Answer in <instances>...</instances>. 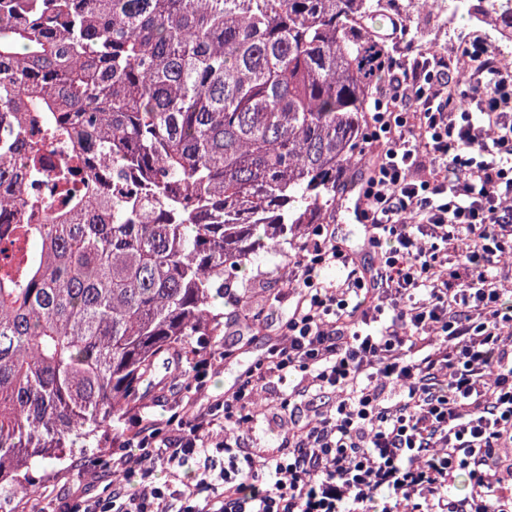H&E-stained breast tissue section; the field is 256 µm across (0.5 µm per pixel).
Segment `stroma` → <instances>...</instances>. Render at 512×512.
Masks as SVG:
<instances>
[{"label": "stroma", "mask_w": 512, "mask_h": 512, "mask_svg": "<svg viewBox=\"0 0 512 512\" xmlns=\"http://www.w3.org/2000/svg\"><path fill=\"white\" fill-rule=\"evenodd\" d=\"M456 25L459 42L453 43L442 31L436 18L421 16L419 26L438 52L447 54L450 62H457L463 46L473 39H487L485 28L474 25L468 17H461ZM282 258L275 253H261L246 270L233 281L238 305H225V312H237L236 325L225 329L223 335L207 337L205 344L194 345L179 359L158 363L159 386L152 390L134 408L114 418L112 426L119 436H126L144 422L159 427L163 434H171L170 416L185 403L204 408L223 399L225 391L233 389L241 371L263 353L264 348L277 339L279 327L288 314V287L283 282ZM235 348L236 357L224 359L226 348ZM208 359L210 367L196 371L195 364ZM284 385L271 384L263 395L267 419L255 432L248 435L251 448H273L281 441L279 418L283 413L280 395ZM111 446L83 448L61 463L51 466L35 465L34 485L27 497L0 492V512H44L45 508L76 498L94 499L107 496L112 485Z\"/></svg>", "instance_id": "1"}]
</instances>
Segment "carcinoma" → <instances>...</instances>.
Instances as JSON below:
<instances>
[{"label": "carcinoma", "mask_w": 512, "mask_h": 512, "mask_svg": "<svg viewBox=\"0 0 512 512\" xmlns=\"http://www.w3.org/2000/svg\"><path fill=\"white\" fill-rule=\"evenodd\" d=\"M512 45V0H451ZM412 0H0V488L105 439L336 205ZM51 185L45 197L31 187Z\"/></svg>", "instance_id": "obj_1"}]
</instances>
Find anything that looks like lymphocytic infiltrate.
Returning a JSON list of instances; mask_svg holds the SVG:
<instances>
[{
  "label": "lymphocytic infiltrate",
  "mask_w": 512,
  "mask_h": 512,
  "mask_svg": "<svg viewBox=\"0 0 512 512\" xmlns=\"http://www.w3.org/2000/svg\"><path fill=\"white\" fill-rule=\"evenodd\" d=\"M477 52L469 103L435 52L375 87L362 215L377 264L315 225L282 332L234 390L185 407L169 437L126 435L109 496L63 512H512V305L495 273L512 256V68ZM296 377L334 403L289 419L279 447H246L258 393Z\"/></svg>",
  "instance_id": "1"
}]
</instances>
